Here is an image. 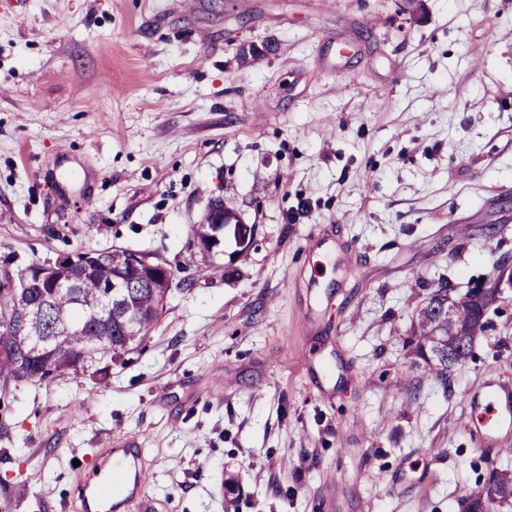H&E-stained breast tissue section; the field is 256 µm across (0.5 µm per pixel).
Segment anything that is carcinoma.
Here are the masks:
<instances>
[{"label":"carcinoma","mask_w":512,"mask_h":512,"mask_svg":"<svg viewBox=\"0 0 512 512\" xmlns=\"http://www.w3.org/2000/svg\"><path fill=\"white\" fill-rule=\"evenodd\" d=\"M98 261L89 265L75 288L61 284L71 277V270L57 268L48 275L42 287L26 294L22 283L38 268L31 263L13 268L9 259L0 261V379L21 383H43L64 374H84L94 370L107 374V362L133 344H141L147 331L162 314L170 284L162 277L166 265L140 254L144 270L161 274L147 279L137 288H128L122 301L112 306V279L130 273L125 250L95 252ZM448 301V289L437 288L430 303L417 309L413 331L415 352L443 383H448V363L435 356V351L448 345V339L459 330L478 323L481 307L472 300L455 298L454 320L450 321L431 307L432 302ZM30 306L31 316L22 333H17L16 307ZM28 340L27 355L15 348ZM512 498V472L494 468L487 481L466 497L469 506L479 512H506Z\"/></svg>","instance_id":"cac0c4a2"}]
</instances>
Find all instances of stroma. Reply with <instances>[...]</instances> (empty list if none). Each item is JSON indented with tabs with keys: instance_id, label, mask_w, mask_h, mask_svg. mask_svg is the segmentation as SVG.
I'll return each instance as SVG.
<instances>
[{
	"instance_id": "35a3bbf8",
	"label": "stroma",
	"mask_w": 512,
	"mask_h": 512,
	"mask_svg": "<svg viewBox=\"0 0 512 512\" xmlns=\"http://www.w3.org/2000/svg\"><path fill=\"white\" fill-rule=\"evenodd\" d=\"M0 0V257L173 273L104 384L0 381V512H65L137 437L152 512H464L468 397L512 379V288L447 382L417 307L512 264V0ZM252 228L204 253L213 203Z\"/></svg>"
}]
</instances>
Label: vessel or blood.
Listing matches in <instances>:
<instances>
[{"instance_id": "vessel-or-blood-1", "label": "vessel or blood", "mask_w": 512, "mask_h": 512, "mask_svg": "<svg viewBox=\"0 0 512 512\" xmlns=\"http://www.w3.org/2000/svg\"><path fill=\"white\" fill-rule=\"evenodd\" d=\"M469 404L475 412V446L491 460L511 449L504 436L512 432V384L488 379L483 393ZM146 456L132 438L124 447L108 448L92 475L76 484L73 512H143L150 480Z\"/></svg>"}]
</instances>
